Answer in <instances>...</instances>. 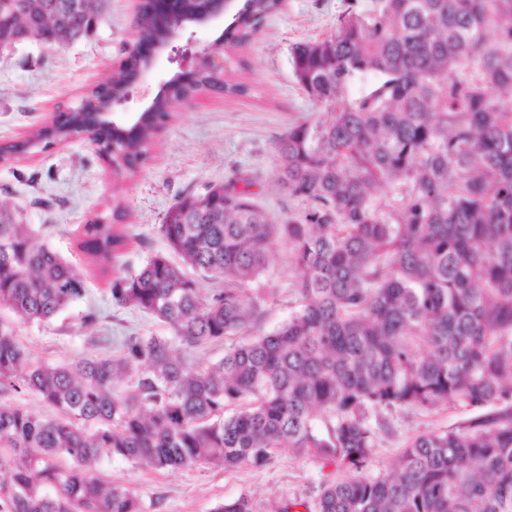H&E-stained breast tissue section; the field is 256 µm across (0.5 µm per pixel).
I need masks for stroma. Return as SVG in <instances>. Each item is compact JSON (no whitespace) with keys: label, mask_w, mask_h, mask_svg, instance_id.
Wrapping results in <instances>:
<instances>
[{"label":"stroma","mask_w":512,"mask_h":512,"mask_svg":"<svg viewBox=\"0 0 512 512\" xmlns=\"http://www.w3.org/2000/svg\"><path fill=\"white\" fill-rule=\"evenodd\" d=\"M373 0H283L253 38L224 52V79L247 85L246 95L230 99L206 90L173 102L172 117L158 132L134 170L113 171L87 140L75 138L49 151L0 161V198L22 206L38 243L64 256L83 281L87 295L77 310L92 307L98 324L82 331L71 317L23 325L18 339L29 360L71 362L92 353L93 336H120L138 330L165 335L158 320L112 306L113 274L98 268L83 251V225L101 219L126 225L131 239L120 258L125 268L140 267L166 251L158 226L168 208L185 194L200 195L242 170L255 177L254 199L271 219H288V201L277 187L274 143L292 124L316 119L321 110L296 84L291 47L335 32L339 18L369 9ZM139 0H108L96 30L79 41L49 50L35 43L0 50V146L52 125L62 112L79 107L90 90L105 82L138 39ZM277 260L261 277L266 302L262 330L285 320L294 305L291 284L298 273L288 265V246L274 239ZM494 407L455 403L429 412L383 413L387 428L367 469L368 476L391 471L416 436L468 426L494 414ZM105 480L126 487L156 512H213L222 502L246 495L257 512H275L291 498H308L319 485L340 479L333 465L285 447L262 467L233 470L193 466L158 471L145 463L106 461Z\"/></svg>","instance_id":"stroma-1"}]
</instances>
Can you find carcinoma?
Here are the masks:
<instances>
[{
  "instance_id": "carcinoma-1",
  "label": "carcinoma",
  "mask_w": 512,
  "mask_h": 512,
  "mask_svg": "<svg viewBox=\"0 0 512 512\" xmlns=\"http://www.w3.org/2000/svg\"><path fill=\"white\" fill-rule=\"evenodd\" d=\"M29 2L30 41L43 6L82 8L88 19L70 16L67 45L106 6ZM151 7L138 34L158 40ZM279 7L233 4L226 44L246 43ZM291 66L327 109L275 143L278 188L302 207L271 223L252 200L253 177L236 171L169 207L159 225L169 253L112 278V304L162 321L168 336L130 334L112 354L29 363L18 326L52 322L85 288L37 244L24 211L0 202V393L33 392L54 411L0 406V512H146L140 496L94 473L100 459L262 467L283 447L346 476L278 512H512V0H375L328 37L295 44ZM198 86L247 92L210 72ZM194 91L171 89L103 158L134 169L172 101ZM41 143L37 130L0 153ZM276 236L300 277L294 311L265 333L256 284ZM126 241L122 226L93 223L81 247L103 268ZM219 346L223 358L197 364ZM450 402L507 408L420 434L396 472L362 475L378 441L370 410ZM214 512L255 507L242 496Z\"/></svg>"
}]
</instances>
